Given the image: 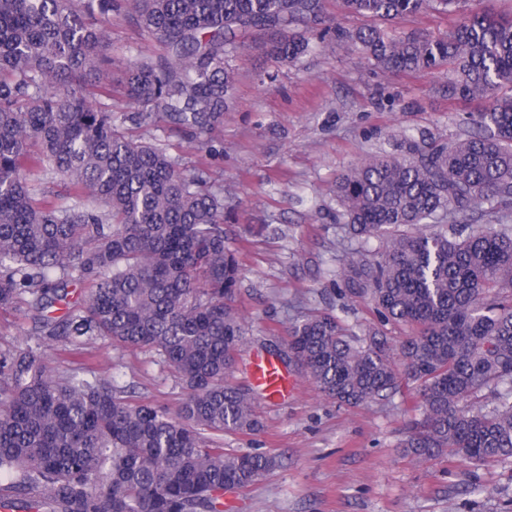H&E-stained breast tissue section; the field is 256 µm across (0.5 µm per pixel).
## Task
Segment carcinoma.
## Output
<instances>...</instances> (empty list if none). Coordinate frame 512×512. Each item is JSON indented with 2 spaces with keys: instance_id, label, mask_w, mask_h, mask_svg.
I'll return each mask as SVG.
<instances>
[{
  "instance_id": "1",
  "label": "carcinoma",
  "mask_w": 512,
  "mask_h": 512,
  "mask_svg": "<svg viewBox=\"0 0 512 512\" xmlns=\"http://www.w3.org/2000/svg\"><path fill=\"white\" fill-rule=\"evenodd\" d=\"M459 2L342 0L385 21ZM121 12L165 47L129 65L124 96L149 110L124 120L172 124L204 148L233 92L230 36L297 27L271 47L297 61L327 22L325 0H0V310L26 306L71 355L97 339L150 351L185 390L172 417L91 367H50L39 343L0 352V512H223L225 490L278 466L213 440L262 426L252 392L227 383L245 340L240 265L224 198L202 173L116 129L105 101ZM336 36L386 70L446 62L448 91L488 107L468 138L370 159L333 187L352 235L379 241L372 259L352 253L341 292L414 332L393 346L381 327L358 335L324 313L293 324L285 346L339 405L415 384L401 447L418 458L510 460L512 228L419 226L512 203V96L497 94L512 84V18L470 12L439 38L372 27ZM44 175L65 192L46 191Z\"/></svg>"
}]
</instances>
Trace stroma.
I'll list each match as a JSON object with an SVG mask.
<instances>
[{"mask_svg": "<svg viewBox=\"0 0 512 512\" xmlns=\"http://www.w3.org/2000/svg\"><path fill=\"white\" fill-rule=\"evenodd\" d=\"M483 8L512 16V0H462L454 12L429 9L377 25L395 36L437 38L464 13ZM272 38L238 34L227 57L233 98L213 151L167 127L121 126L166 148L182 168L204 171L209 187L224 194V230L241 268L235 306L247 338L229 381L245 387L254 355L282 344L292 323L324 312L355 331L377 321L370 303L340 296L334 285L357 246L332 192L336 179L373 156L466 137L470 117L485 107L449 94L444 65L383 71L320 30L311 35L310 53L285 62L270 54ZM162 51L154 36L113 15V88L121 89L128 64ZM37 342L56 368L88 362L133 399L167 414H176L184 397L180 380L152 353L98 341L81 361L62 343L40 338L26 309L0 310V351ZM288 373L295 382L288 399L257 397L260 431L224 436L228 451L265 452L282 464L249 488L225 491L224 512H512V461H424L404 452L413 384H402L388 402L341 406L297 368Z\"/></svg>", "mask_w": 512, "mask_h": 512, "instance_id": "1", "label": "stroma"}]
</instances>
